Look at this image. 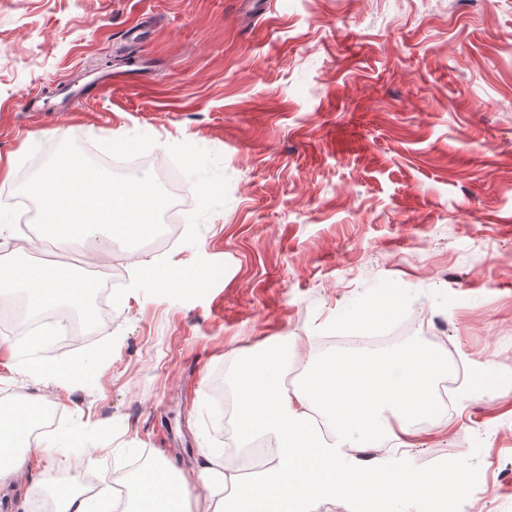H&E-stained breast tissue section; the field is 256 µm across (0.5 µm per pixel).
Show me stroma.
Masks as SVG:
<instances>
[{"mask_svg": "<svg viewBox=\"0 0 512 512\" xmlns=\"http://www.w3.org/2000/svg\"><path fill=\"white\" fill-rule=\"evenodd\" d=\"M66 139L107 168L127 143L167 159L181 235L133 253L209 280L163 290L127 267L80 343L55 319L0 345V400L56 408L0 512H35L31 485L51 497L65 473L112 496L144 455L195 473L229 445L239 359L303 370L388 295L375 335L464 377L446 432L353 464L459 458L456 512H512V0H0V262L37 263L17 231L37 208L15 199Z\"/></svg>", "mask_w": 512, "mask_h": 512, "instance_id": "stroma-1", "label": "stroma"}]
</instances>
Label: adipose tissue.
<instances>
[{
	"mask_svg": "<svg viewBox=\"0 0 512 512\" xmlns=\"http://www.w3.org/2000/svg\"><path fill=\"white\" fill-rule=\"evenodd\" d=\"M25 287L38 305L86 306L91 282L58 264H0V297ZM448 361L436 349L410 343L388 352L323 356L309 364L303 382L286 389L270 352L242 358L235 371L239 398L237 426L242 437L269 435L276 441L272 465L258 481H240L223 457L199 451L197 484L163 464L144 470L136 483V512H305L320 498H345L364 512H397L405 499L423 502L425 512H455L456 498L469 487L464 467L454 459L438 471L416 466L362 468L343 461L346 447L386 439L406 448L421 422L447 430L448 415L437 401V383ZM39 406L21 398L0 407V482L25 469L16 449Z\"/></svg>",
	"mask_w": 512,
	"mask_h": 512,
	"instance_id": "adipose-tissue-1",
	"label": "adipose tissue"
}]
</instances>
